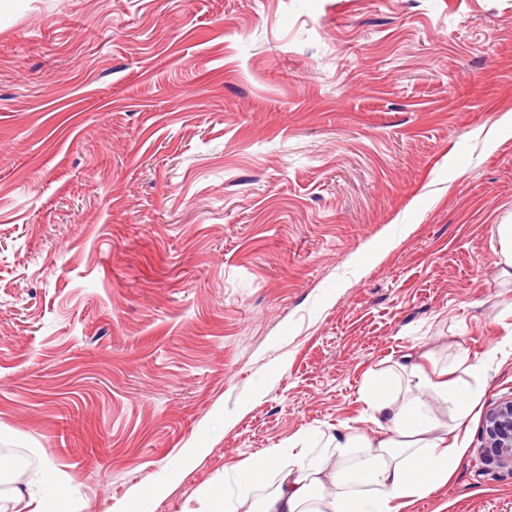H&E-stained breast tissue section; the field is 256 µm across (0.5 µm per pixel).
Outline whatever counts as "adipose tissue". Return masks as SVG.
Instances as JSON below:
<instances>
[{
	"label": "adipose tissue",
	"instance_id": "1",
	"mask_svg": "<svg viewBox=\"0 0 512 512\" xmlns=\"http://www.w3.org/2000/svg\"><path fill=\"white\" fill-rule=\"evenodd\" d=\"M456 366L462 375L453 380L399 362L370 376L361 398L378 436L357 431L326 435L330 453L322 459L309 458L306 448H298L260 497L253 490L267 464L250 462L252 478L236 497L210 491L202 512H401L408 498L429 493L457 469L460 450L441 433L427 400L450 404L457 418L465 419L478 403L487 366L465 354L457 356Z\"/></svg>",
	"mask_w": 512,
	"mask_h": 512
}]
</instances>
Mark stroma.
Wrapping results in <instances>:
<instances>
[{"mask_svg": "<svg viewBox=\"0 0 512 512\" xmlns=\"http://www.w3.org/2000/svg\"><path fill=\"white\" fill-rule=\"evenodd\" d=\"M512 0H0V489L183 512L406 357L484 360L454 476L512 512ZM203 459L184 458L189 447ZM494 236H496L499 254L503 260L502 264L505 266L504 272L512 275L508 269L512 268V224H497ZM487 448L512 464V397L488 408L484 415ZM180 481V473L171 471L168 473L166 481L163 484L154 486L151 491L143 492L140 489H134L130 492L129 496L116 507L113 508L114 512H143L142 501L148 496L154 498H162L167 494L168 489Z\"/></svg>", "mask_w": 512, "mask_h": 512, "instance_id": "35a3bbf8", "label": "stroma"}]
</instances>
